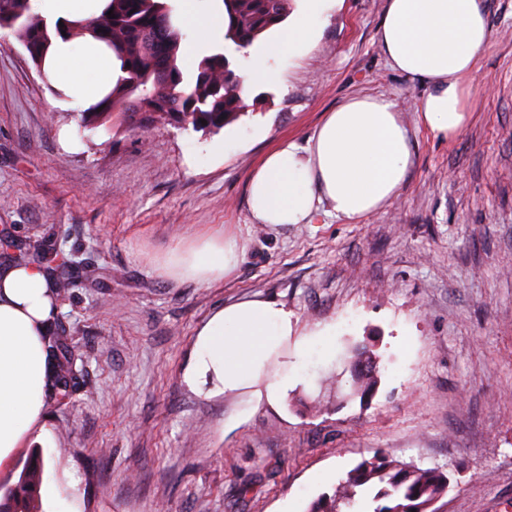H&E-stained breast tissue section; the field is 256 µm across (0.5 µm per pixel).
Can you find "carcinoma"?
<instances>
[{
    "label": "carcinoma",
    "instance_id": "obj_1",
    "mask_svg": "<svg viewBox=\"0 0 512 512\" xmlns=\"http://www.w3.org/2000/svg\"><path fill=\"white\" fill-rule=\"evenodd\" d=\"M225 25L221 45L204 56L187 79L177 65L184 38L174 8L167 0H109L100 16L87 25L66 21L49 26L32 12L30 0H0V29L33 49L30 59L42 65L44 54L57 36L87 33L112 50L122 72L112 89L89 112L76 114L80 132L92 131L114 112H136L147 98L161 112L175 110L184 125L220 130L244 112L246 104L236 73L238 56L266 31L288 17V0H222ZM113 12L115 17L108 16ZM207 125H202L201 120ZM56 388L68 393L77 379L76 359L69 337L53 336ZM372 356L358 353L354 361L352 394L365 398L377 384ZM43 479L39 457L25 464L15 485L0 494V512H38V491ZM446 474L437 468L401 463L385 454L363 460L349 470L333 494H323L309 512H342L359 495L370 496L372 512H431L432 504L448 489Z\"/></svg>",
    "mask_w": 512,
    "mask_h": 512
}]
</instances>
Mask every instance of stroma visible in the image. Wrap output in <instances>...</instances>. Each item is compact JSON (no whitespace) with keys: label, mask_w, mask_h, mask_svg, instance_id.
Returning a JSON list of instances; mask_svg holds the SVG:
<instances>
[{"label":"stroma","mask_w":512,"mask_h":512,"mask_svg":"<svg viewBox=\"0 0 512 512\" xmlns=\"http://www.w3.org/2000/svg\"><path fill=\"white\" fill-rule=\"evenodd\" d=\"M491 37L476 62L472 120L456 139L412 130L413 166L382 212L348 222L254 224L251 170L278 141L306 144L324 112L361 95L412 120L423 86L379 45L387 0H344L316 49L282 62V87L247 96L219 132L116 112L77 148L69 113L12 35L0 38V263L45 239L69 288L54 320L78 382L48 401L53 460L78 512H307L361 460L384 452L447 472L437 512H512V0H482ZM237 145L224 150L226 138ZM233 234L235 273L202 285L156 274L196 235ZM246 299L284 304L305 334L327 325L277 406L183 381L198 329ZM378 386L350 397L357 349Z\"/></svg>","instance_id":"obj_1"}]
</instances>
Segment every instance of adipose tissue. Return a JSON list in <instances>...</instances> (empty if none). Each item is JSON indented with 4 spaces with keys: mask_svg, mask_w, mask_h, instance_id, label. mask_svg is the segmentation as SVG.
I'll use <instances>...</instances> for the list:
<instances>
[{
    "mask_svg": "<svg viewBox=\"0 0 512 512\" xmlns=\"http://www.w3.org/2000/svg\"><path fill=\"white\" fill-rule=\"evenodd\" d=\"M32 2L47 18L80 22L92 21L105 6L104 0ZM339 3L304 0L273 41L253 50L240 74L242 95L281 84L277 60L312 52L319 27ZM178 14L188 34L183 58L189 62L223 30L224 10L179 0ZM489 38L481 0H388L380 46L395 69L429 84L415 113L416 125L433 137L450 140L466 129L476 61ZM42 68L60 91L54 107L66 112L95 106L119 75L111 51L89 35L54 39ZM411 165V127L394 103L382 96H357L325 113L307 146L283 141L265 156L248 180L250 215L272 227L308 224L327 201L332 216L356 221L397 198ZM240 251L236 238L210 235L175 250L160 271L173 280L207 285L234 273ZM56 310L55 290L43 267L0 271V464L25 444L53 440L45 396L52 377L47 336ZM315 342L334 355L327 331L296 336L293 315L283 304L231 303L215 310L198 330L183 381L196 392L207 384L215 395L246 391L274 406L299 382Z\"/></svg>",
    "mask_w": 512,
    "mask_h": 512,
    "instance_id": "1",
    "label": "adipose tissue"
}]
</instances>
